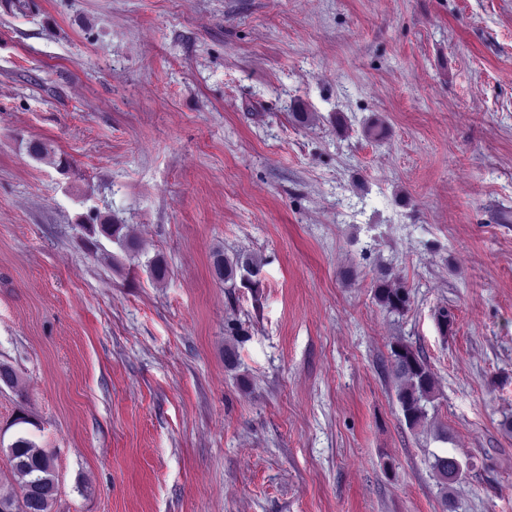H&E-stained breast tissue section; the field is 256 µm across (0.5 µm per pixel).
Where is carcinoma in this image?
Instances as JSON below:
<instances>
[{"instance_id": "carcinoma-1", "label": "carcinoma", "mask_w": 512, "mask_h": 512, "mask_svg": "<svg viewBox=\"0 0 512 512\" xmlns=\"http://www.w3.org/2000/svg\"><path fill=\"white\" fill-rule=\"evenodd\" d=\"M83 229L91 239L100 234L127 251L133 247L127 235L122 233V224H85ZM213 266L223 270L220 279L233 288L239 283L258 285L256 277L260 274V263L249 254L227 256L217 253L213 256ZM375 298L390 313L402 314L410 305L408 288L389 284L385 276L375 288ZM392 361L393 373L399 380L397 400L403 417L410 427L416 428L428 416L427 404L434 393L432 375L419 354L406 344L394 347ZM8 452L21 493H0V512H50L55 493L53 458L37 449L35 443L23 435L15 438ZM433 458L431 468L443 487L442 512H448V505L452 504L449 490L460 479L463 469L455 458L448 455L435 454Z\"/></svg>"}]
</instances>
